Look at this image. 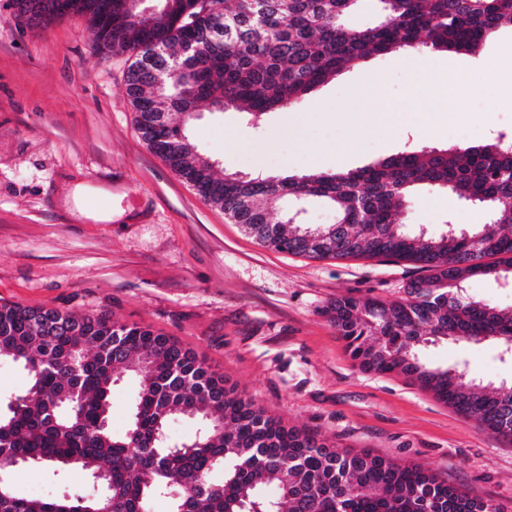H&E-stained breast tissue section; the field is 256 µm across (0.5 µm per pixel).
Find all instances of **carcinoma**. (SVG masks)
I'll use <instances>...</instances> for the list:
<instances>
[{
	"label": "carcinoma",
	"mask_w": 512,
	"mask_h": 512,
	"mask_svg": "<svg viewBox=\"0 0 512 512\" xmlns=\"http://www.w3.org/2000/svg\"><path fill=\"white\" fill-rule=\"evenodd\" d=\"M12 0L30 27L90 19L95 52L134 58L126 94L148 147L265 247L310 259L388 258L428 272L397 302L342 296L328 308L353 361L406 374L459 415L512 444V384L476 379L464 368L431 367L421 348L456 336L512 358V314L461 295L474 277L512 271V144L400 152L340 173L216 176L187 132L201 102L253 119L297 104L348 65L424 49L471 51L504 24L512 0H377L381 19L355 29L361 0H163L159 15L133 14L126 0ZM448 193L486 212L465 232L412 233L397 223L419 192ZM318 200L332 224L296 222ZM280 210L282 219L271 222ZM491 257L498 258L494 263ZM28 377L0 410V512H503L471 499L419 465L354 453L308 430L288 428L245 393L224 384L177 341L104 314L0 304V358ZM123 374L139 386L126 433L112 434L111 392ZM178 419L201 430L170 441ZM76 464L100 485L90 494L17 495L20 465Z\"/></svg>",
	"instance_id": "carcinoma-1"
}]
</instances>
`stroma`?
<instances>
[{"instance_id":"obj_1","label":"stroma","mask_w":512,"mask_h":512,"mask_svg":"<svg viewBox=\"0 0 512 512\" xmlns=\"http://www.w3.org/2000/svg\"><path fill=\"white\" fill-rule=\"evenodd\" d=\"M95 38L86 17L31 28L0 0V303L104 312L170 336L284 425L417 464L512 512V446L410 377L360 369L329 321L336 298L398 301L422 270L387 258L312 260L257 243L147 147L126 95L131 60L99 56ZM511 47L506 26L475 52H430L441 91L427 133L351 122L372 78L387 108L413 111L410 75L390 54L255 125L199 104L190 137L220 170L244 178L342 172L405 150L511 139L512 65L487 68ZM84 207L111 210L112 219H86ZM401 221L437 235L447 222L468 228L487 216L436 194L419 197ZM423 360L512 382V361L488 345L440 342ZM10 478L29 497L90 490L75 466H19Z\"/></svg>"}]
</instances>
